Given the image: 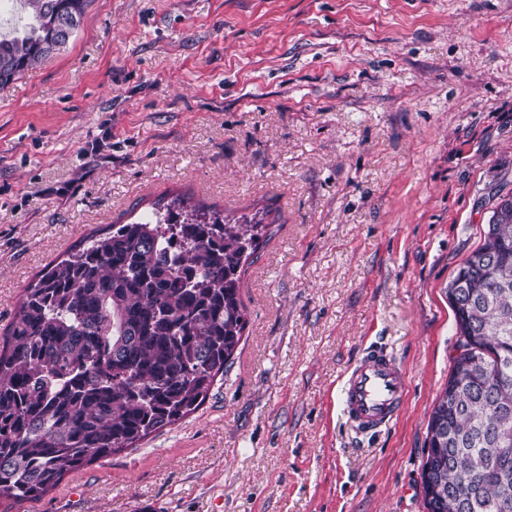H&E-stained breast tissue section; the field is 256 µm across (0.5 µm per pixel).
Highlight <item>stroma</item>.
<instances>
[{
	"label": "stroma",
	"mask_w": 512,
	"mask_h": 512,
	"mask_svg": "<svg viewBox=\"0 0 512 512\" xmlns=\"http://www.w3.org/2000/svg\"><path fill=\"white\" fill-rule=\"evenodd\" d=\"M512 195V0H92L0 88V333L50 263L156 200L271 237L204 404L11 512H426L447 289ZM377 348L407 397L342 412ZM405 373L386 353L367 352L351 368L344 388V410L358 429L377 432L400 412L406 398Z\"/></svg>",
	"instance_id": "obj_1"
}]
</instances>
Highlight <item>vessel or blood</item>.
Masks as SVG:
<instances>
[{"label": "vessel or blood", "instance_id": "obj_1", "mask_svg": "<svg viewBox=\"0 0 512 512\" xmlns=\"http://www.w3.org/2000/svg\"><path fill=\"white\" fill-rule=\"evenodd\" d=\"M406 398L405 373L386 353L367 352L351 368L344 388V410L358 429L379 431L400 412Z\"/></svg>", "mask_w": 512, "mask_h": 512}]
</instances>
